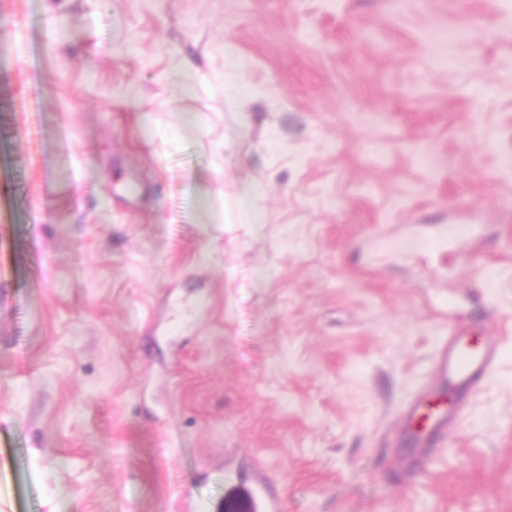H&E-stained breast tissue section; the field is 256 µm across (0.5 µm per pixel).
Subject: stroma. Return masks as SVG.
<instances>
[{"instance_id":"stroma-1","label":"stroma","mask_w":512,"mask_h":512,"mask_svg":"<svg viewBox=\"0 0 512 512\" xmlns=\"http://www.w3.org/2000/svg\"><path fill=\"white\" fill-rule=\"evenodd\" d=\"M510 214L502 0H0V512H512ZM387 245L400 247V248H411L420 250L423 252H440L445 247V241L437 237H425L415 240H401V239H387ZM498 347L489 340L479 343L476 336L463 329L448 334L439 346L435 366L448 390L458 393L476 390L497 360ZM442 408L443 406L440 403L439 406L436 408L435 413L431 414L429 419L427 417H424L423 419L418 418L412 420L414 426L418 429V432L420 434H424L426 438H429L433 436H438L442 432L443 427L446 421L448 420V412L447 414L444 412L440 415Z\"/></svg>"}]
</instances>
